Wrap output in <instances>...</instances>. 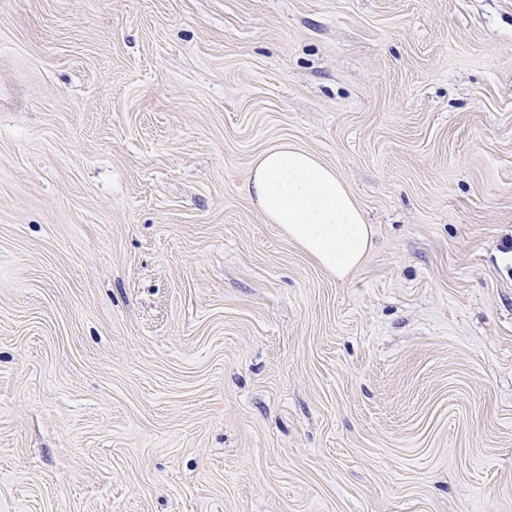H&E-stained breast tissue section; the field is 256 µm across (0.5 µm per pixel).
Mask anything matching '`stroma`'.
Instances as JSON below:
<instances>
[{"instance_id":"obj_1","label":"stroma","mask_w":512,"mask_h":512,"mask_svg":"<svg viewBox=\"0 0 512 512\" xmlns=\"http://www.w3.org/2000/svg\"><path fill=\"white\" fill-rule=\"evenodd\" d=\"M0 512H512V0H0ZM249 188L270 224L321 268L346 277L372 247V227L336 169L288 143L253 163Z\"/></svg>"}]
</instances>
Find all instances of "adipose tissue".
<instances>
[{
	"instance_id": "ef3b65f1",
	"label": "adipose tissue",
	"mask_w": 512,
	"mask_h": 512,
	"mask_svg": "<svg viewBox=\"0 0 512 512\" xmlns=\"http://www.w3.org/2000/svg\"><path fill=\"white\" fill-rule=\"evenodd\" d=\"M249 188L268 222L336 278L369 252L373 231L357 199L314 154L286 143L268 148L250 170Z\"/></svg>"
}]
</instances>
